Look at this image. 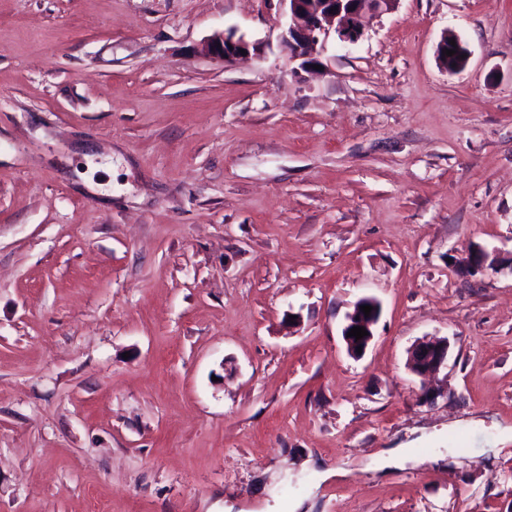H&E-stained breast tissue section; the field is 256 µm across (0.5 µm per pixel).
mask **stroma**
I'll use <instances>...</instances> for the list:
<instances>
[{"label":"stroma","instance_id":"stroma-1","mask_svg":"<svg viewBox=\"0 0 512 512\" xmlns=\"http://www.w3.org/2000/svg\"><path fill=\"white\" fill-rule=\"evenodd\" d=\"M287 20L0 0V512H512V266L455 264L512 256V0H398L315 73ZM263 47L260 42H250L244 36H237L232 29L212 35L205 44V51L213 58L228 65L238 58L250 54L259 55ZM246 50V55L241 54ZM451 39H454L455 42H456V47H453L451 44H450V40ZM445 49H453L456 51V54H453L452 57H456L460 60L461 62V65L458 66L457 68H455V70L453 71H448V68H446L445 65H443V62L442 61H448V56L446 54H443L442 53V50H445ZM462 55H465V58H462ZM469 57H470V51L468 49V46L466 45L465 42H463L457 35L455 34H451V33H448V32H444L442 37H441V40L438 44V48H437V58H438V61H439V64L441 65V67L445 70H447L448 72H451V73H456V72H459L461 70H463L468 61H469ZM456 263L465 273L475 275L486 269H493L494 266L502 264L503 260L497 255L491 257L482 247H475L465 256L458 258ZM369 305L373 307L369 317H366L365 314L360 309V306ZM381 314V305L380 302L374 297H364L358 300L353 307V310L347 314L346 323L342 330V336L346 344L347 352L354 356L359 357L368 348L371 343L374 332L373 328L377 324ZM360 326L364 327L368 332V336H364L363 338L356 340L355 337H348L347 333L350 332V329L353 327ZM361 346L362 353L357 352V347ZM448 350V339L444 337L420 341L410 349L407 367L412 374L425 380L448 367Z\"/></svg>","mask_w":512,"mask_h":512}]
</instances>
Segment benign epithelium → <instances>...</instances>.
Returning <instances> with one entry per match:
<instances>
[{
    "instance_id": "obj_1",
    "label": "benign epithelium",
    "mask_w": 512,
    "mask_h": 512,
    "mask_svg": "<svg viewBox=\"0 0 512 512\" xmlns=\"http://www.w3.org/2000/svg\"><path fill=\"white\" fill-rule=\"evenodd\" d=\"M288 4L290 21L281 30L279 42L282 50L294 61L300 62V68L308 71L320 64V56L327 50L329 41L334 40L348 47L358 43L364 36L366 23L372 17L393 9L397 0H280ZM456 45H451L450 40ZM453 49L454 57L460 59L461 65L455 68L463 70L470 57V51L465 42L457 35L443 33L437 48L438 61L448 60L443 50ZM246 54L258 55L262 44L250 42L243 36L236 35L232 29L212 35L205 44V51L213 58L228 65ZM456 263L465 273L475 275L491 269L503 260L497 255H490L481 247L473 248L466 255L458 258ZM373 307L370 315H365L361 307ZM381 314L380 302L374 297H364L358 300L353 310L347 314L342 336L347 352L360 356L357 349H367L371 343ZM360 326L365 328L368 335L357 340L347 336L350 329ZM448 338L420 341L408 353L407 367L409 371L424 380L448 367Z\"/></svg>"
}]
</instances>
